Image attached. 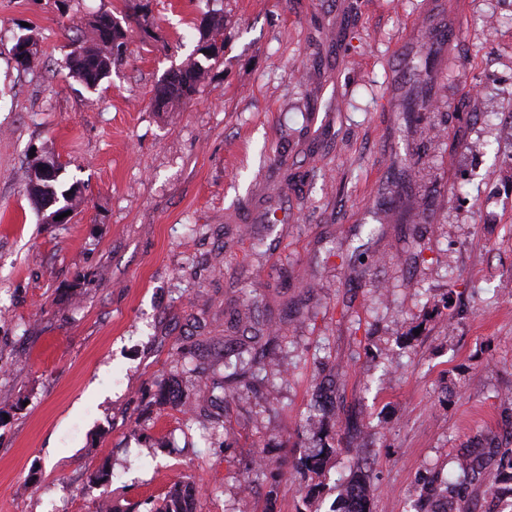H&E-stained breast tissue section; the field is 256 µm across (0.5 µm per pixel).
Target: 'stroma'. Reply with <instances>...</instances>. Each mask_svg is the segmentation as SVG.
Here are the masks:
<instances>
[{"label":"stroma","instance_id":"stroma-1","mask_svg":"<svg viewBox=\"0 0 512 512\" xmlns=\"http://www.w3.org/2000/svg\"><path fill=\"white\" fill-rule=\"evenodd\" d=\"M96 13L129 40L91 89L63 59ZM213 16L222 59L157 111ZM43 159L81 188L61 224ZM247 290L270 376L188 423L209 377L175 351L220 359ZM509 448L512 0H0V512H149L180 481L196 512H336L356 470L410 512L463 455L471 512H512L481 477ZM42 162L44 161L37 162L34 165V176L32 170H30L28 176V195L30 199L33 201L36 208L39 211H42L46 199L49 196L56 194L59 199V204H62L59 207H65L73 211L76 205L80 202L81 192L79 186L74 183L68 188L62 189L59 184V177L57 179L40 178L39 176H43L51 170V166L48 163ZM336 452V448L331 446H322L316 453L301 458L294 464V468L298 471L319 474L322 470L324 460L327 456Z\"/></svg>","mask_w":512,"mask_h":512}]
</instances>
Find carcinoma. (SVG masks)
<instances>
[{"mask_svg": "<svg viewBox=\"0 0 512 512\" xmlns=\"http://www.w3.org/2000/svg\"><path fill=\"white\" fill-rule=\"evenodd\" d=\"M88 25L92 38L88 42L74 40L71 51L66 58V67L82 81L87 87L94 88L105 78L109 77L112 67L122 59L127 49V33L112 23V15L102 13L94 16ZM221 22L212 20L203 39L211 44L210 53L204 55L205 60H215L223 52V47L217 44ZM11 51H20L26 56V68H31L35 62L38 50L35 39L30 35L19 37L11 47ZM208 67L201 61L194 59L178 70L167 74L155 91V104L158 109L168 111L181 101L190 98L197 86L204 79ZM56 195L63 207L74 210L80 202V188L72 184L63 189L59 180L41 178L37 175L28 176V195L38 210H43L46 199ZM249 313L253 314V333L235 346L224 350L222 358V372H217L216 365H210L215 376L211 384L204 388L196 403L191 409V418L199 415H211L210 409L216 406L218 396L215 391L220 390L224 396H229L242 385L255 383L263 370V354L266 346L273 340L270 336L272 318L260 310L258 301L251 298L243 300ZM336 452L331 446H322L316 453L301 458L294 464L298 471L319 474L327 456ZM458 482L450 481L435 484L428 481L423 486L426 500L438 504L435 512H453V502L448 500V492H456ZM193 489L189 486L172 489L164 504L150 512H193ZM342 512H370L367 484L364 476L355 475L344 487Z\"/></svg>", "mask_w": 512, "mask_h": 512, "instance_id": "obj_1", "label": "carcinoma"}]
</instances>
